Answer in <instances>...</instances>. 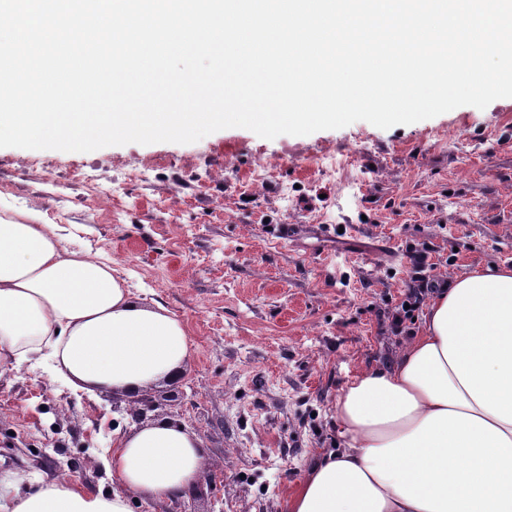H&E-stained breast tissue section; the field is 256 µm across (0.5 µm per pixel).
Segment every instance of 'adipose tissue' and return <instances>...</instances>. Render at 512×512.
I'll return each mask as SVG.
<instances>
[{
  "label": "adipose tissue",
  "mask_w": 512,
  "mask_h": 512,
  "mask_svg": "<svg viewBox=\"0 0 512 512\" xmlns=\"http://www.w3.org/2000/svg\"><path fill=\"white\" fill-rule=\"evenodd\" d=\"M192 348L112 259L69 250L34 211L0 216V363L50 358L96 398L172 380ZM338 417L346 448L315 460L288 512H512V265L450 277L419 335L344 388ZM209 464L197 433L163 420L118 437L107 491L0 465V512H132L183 497Z\"/></svg>",
  "instance_id": "obj_1"
}]
</instances>
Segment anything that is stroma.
<instances>
[{"label": "stroma", "mask_w": 512, "mask_h": 512, "mask_svg": "<svg viewBox=\"0 0 512 512\" xmlns=\"http://www.w3.org/2000/svg\"><path fill=\"white\" fill-rule=\"evenodd\" d=\"M31 207L70 249L114 259L192 338L168 415L202 439L216 488L201 479L133 512H285L313 461L347 444L342 388L408 342L381 334L378 314L403 299L409 249L431 247L442 279L512 263V98L386 130L0 148V214ZM127 404L89 400L36 364L2 366L0 457L109 486Z\"/></svg>", "instance_id": "35a3bbf8"}]
</instances>
